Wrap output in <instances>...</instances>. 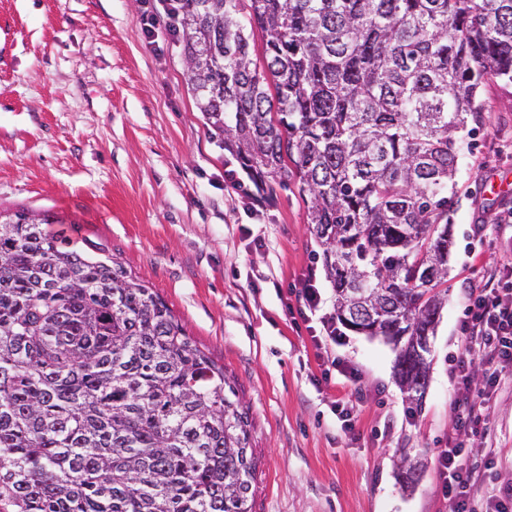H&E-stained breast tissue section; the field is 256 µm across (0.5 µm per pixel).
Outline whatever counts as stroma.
Here are the masks:
<instances>
[{"label":"stroma","instance_id":"1","mask_svg":"<svg viewBox=\"0 0 512 512\" xmlns=\"http://www.w3.org/2000/svg\"><path fill=\"white\" fill-rule=\"evenodd\" d=\"M153 0H0V210L48 213L106 244L223 365L249 409L253 512H448L436 452L456 433L453 368L472 288L512 254V82L489 79L459 160L448 301L421 408L409 412L381 339L309 330L333 290L298 177L256 189L199 112L176 38L151 36ZM500 194L486 193L488 181ZM314 276L317 311L300 316ZM354 377L322 372L331 361ZM353 408L347 428L338 407ZM472 461H512V374L484 402ZM425 473L401 487L403 457Z\"/></svg>","mask_w":512,"mask_h":512}]
</instances>
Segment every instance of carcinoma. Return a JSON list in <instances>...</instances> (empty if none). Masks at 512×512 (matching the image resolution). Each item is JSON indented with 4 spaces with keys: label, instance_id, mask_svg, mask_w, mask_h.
Returning <instances> with one entry per match:
<instances>
[{
    "label": "carcinoma",
    "instance_id": "cac0c4a2",
    "mask_svg": "<svg viewBox=\"0 0 512 512\" xmlns=\"http://www.w3.org/2000/svg\"><path fill=\"white\" fill-rule=\"evenodd\" d=\"M177 26L224 149L259 189L302 181L332 320L391 345L421 405L461 133L484 82L512 81V0H178ZM54 223L0 212V512H252L251 421L224 366ZM404 468L409 490L425 468Z\"/></svg>",
    "mask_w": 512,
    "mask_h": 512
}]
</instances>
